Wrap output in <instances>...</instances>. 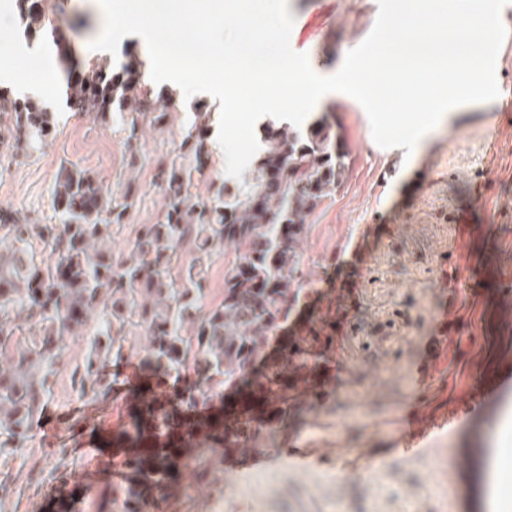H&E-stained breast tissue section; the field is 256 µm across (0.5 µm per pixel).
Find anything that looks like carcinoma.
<instances>
[{
    "mask_svg": "<svg viewBox=\"0 0 512 512\" xmlns=\"http://www.w3.org/2000/svg\"><path fill=\"white\" fill-rule=\"evenodd\" d=\"M29 38H65L56 0H15ZM112 60L82 64V80L66 85L73 112L104 118L127 112V140H140L144 126L164 125L177 104L156 92L146 74L134 82L113 77ZM8 117L12 147L34 149L53 126L52 112L39 101H19L0 92V119ZM211 112L197 107L184 131L180 155L160 168L155 185L164 204L154 224L138 225L127 253L108 248L113 227L134 207L131 186L105 188L81 169H64L54 191L56 224H31L17 210L0 209V456H18L50 402L55 362L69 336L88 340L84 358L71 370L81 395L107 386L114 361L140 357L163 378L197 381L178 393L181 404L220 398L235 389L261 358L264 347L299 300L296 274L307 218L340 187L346 155L326 118L305 129L272 127L248 175L220 181L202 163L208 154ZM189 155L196 165L182 159ZM206 181L210 196L195 198L193 182ZM228 247L236 257L224 275L219 302L206 304L212 256ZM47 251L52 262L37 261ZM140 340L128 342L127 329ZM294 349L269 363L254 386L275 408L276 419L249 413L224 428V449L241 452L265 428L290 417L285 380L305 377L311 361L325 358L332 344L322 330L298 337ZM150 426L159 440L169 428L161 410ZM148 467L135 456L128 465L141 473V491L128 484L112 494V512H146L148 492L170 491L165 448H155Z\"/></svg>",
    "mask_w": 512,
    "mask_h": 512,
    "instance_id": "carcinoma-1",
    "label": "carcinoma"
}]
</instances>
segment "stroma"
<instances>
[{
	"label": "stroma",
	"instance_id": "obj_1",
	"mask_svg": "<svg viewBox=\"0 0 512 512\" xmlns=\"http://www.w3.org/2000/svg\"><path fill=\"white\" fill-rule=\"evenodd\" d=\"M98 0H64L66 43L85 44L101 28ZM291 46L323 74L372 30L377 0H288ZM61 47L25 41L14 0H0V67L20 80L0 92L37 100L55 114L51 135L26 156L0 146V208L37 224H53V190L61 166L87 170L109 188L129 183L140 201L113 234L115 255L126 253L135 229L154 223L163 198L152 184L158 165L193 119L195 101L174 84L161 88L180 111L170 124L145 129L143 167L130 168L125 125L118 115L70 111L64 87L70 68ZM498 97L457 107L416 145L383 149L368 116L349 96H331L327 116L349 158L333 197L308 218L301 243L300 297L288 320L343 311L332 384L301 394L287 429L261 433L254 451L262 466L223 462L224 438L189 439L170 463L172 512H512V387L493 404L436 432L419 455L389 449L414 402L430 411L462 405L472 386L512 376V122L497 114L512 106V45L496 62ZM398 173L381 179L391 158ZM357 264L355 294L339 298L336 271ZM481 279L483 295L468 293ZM156 373L144 364L113 367L108 387L80 396L60 372L37 433L23 458L1 457L11 486L0 512H58L59 504L94 501L112 512V489L131 472L113 449L137 423L133 401L153 390ZM312 444L338 464L304 466L288 459L292 443ZM468 458L458 472L451 454ZM95 470L93 483L72 479L74 468Z\"/></svg>",
	"mask_w": 512,
	"mask_h": 512
}]
</instances>
